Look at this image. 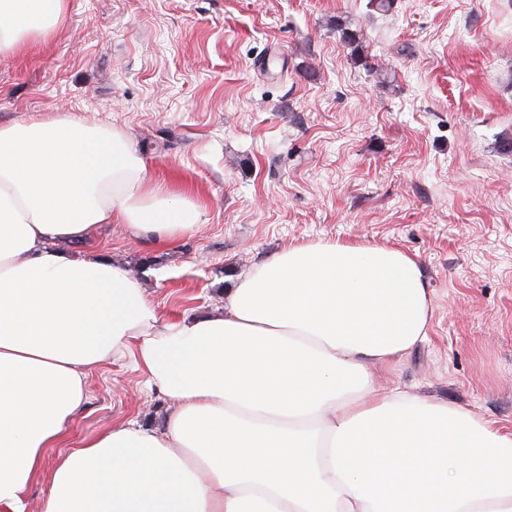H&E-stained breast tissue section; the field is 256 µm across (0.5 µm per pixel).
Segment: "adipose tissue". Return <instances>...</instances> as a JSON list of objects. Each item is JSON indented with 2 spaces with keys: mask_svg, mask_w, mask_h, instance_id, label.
Listing matches in <instances>:
<instances>
[{
  "mask_svg": "<svg viewBox=\"0 0 512 512\" xmlns=\"http://www.w3.org/2000/svg\"><path fill=\"white\" fill-rule=\"evenodd\" d=\"M66 0H0V53L50 39ZM198 207L152 181L113 128L0 125V512H512V433L373 367L424 341L421 264L320 241L237 279L224 304L161 321L137 275L71 252L117 222L147 245ZM133 355L176 405L162 430L117 425L61 454L89 369Z\"/></svg>",
  "mask_w": 512,
  "mask_h": 512,
  "instance_id": "adipose-tissue-1",
  "label": "adipose tissue"
}]
</instances>
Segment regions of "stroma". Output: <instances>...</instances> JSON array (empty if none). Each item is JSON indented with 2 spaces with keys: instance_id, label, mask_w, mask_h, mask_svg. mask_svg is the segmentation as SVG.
<instances>
[{
  "instance_id": "1",
  "label": "stroma",
  "mask_w": 512,
  "mask_h": 512,
  "mask_svg": "<svg viewBox=\"0 0 512 512\" xmlns=\"http://www.w3.org/2000/svg\"><path fill=\"white\" fill-rule=\"evenodd\" d=\"M66 0L61 31L0 53V124L120 130L201 212L146 248L111 224L161 320L202 315L293 245L397 247L425 271L428 336L375 372L512 431V0ZM359 33L361 66L337 25ZM133 356L92 369L66 442L173 410Z\"/></svg>"
}]
</instances>
